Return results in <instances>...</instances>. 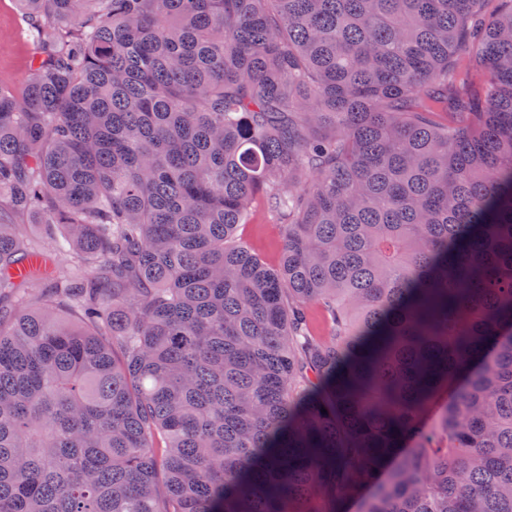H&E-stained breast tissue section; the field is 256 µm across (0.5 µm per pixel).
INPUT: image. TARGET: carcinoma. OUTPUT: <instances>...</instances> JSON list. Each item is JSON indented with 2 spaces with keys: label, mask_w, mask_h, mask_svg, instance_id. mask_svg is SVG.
Returning <instances> with one entry per match:
<instances>
[{
  "label": "carcinoma",
  "mask_w": 512,
  "mask_h": 512,
  "mask_svg": "<svg viewBox=\"0 0 512 512\" xmlns=\"http://www.w3.org/2000/svg\"><path fill=\"white\" fill-rule=\"evenodd\" d=\"M19 5L0 512H512V0ZM239 237L268 266L276 267L281 259L283 230L262 206H258L248 224L239 228Z\"/></svg>",
  "instance_id": "1"
}]
</instances>
